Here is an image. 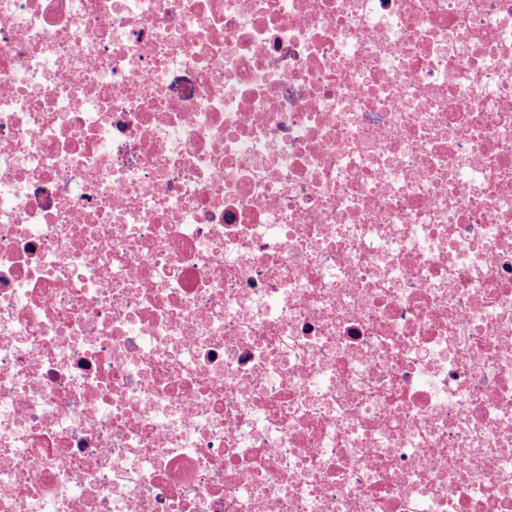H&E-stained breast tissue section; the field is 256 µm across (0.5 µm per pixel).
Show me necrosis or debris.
Wrapping results in <instances>:
<instances>
[{
    "label": "necrosis or debris",
    "mask_w": 512,
    "mask_h": 512,
    "mask_svg": "<svg viewBox=\"0 0 512 512\" xmlns=\"http://www.w3.org/2000/svg\"><path fill=\"white\" fill-rule=\"evenodd\" d=\"M0 512H512V0H0Z\"/></svg>",
    "instance_id": "4bbe7bcc"
}]
</instances>
